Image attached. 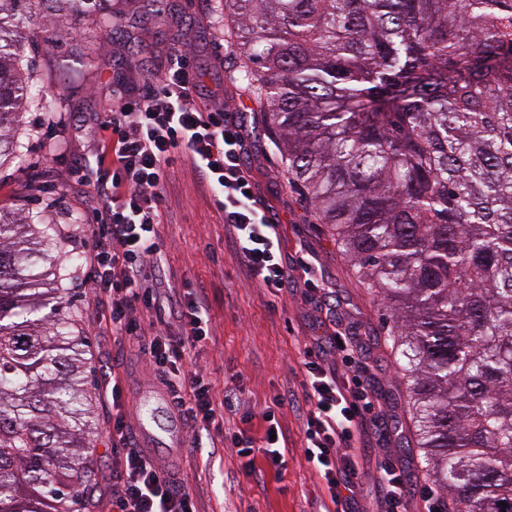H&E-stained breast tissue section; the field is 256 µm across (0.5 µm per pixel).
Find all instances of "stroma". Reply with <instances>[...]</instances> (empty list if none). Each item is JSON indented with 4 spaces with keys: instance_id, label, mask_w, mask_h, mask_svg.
Listing matches in <instances>:
<instances>
[{
    "instance_id": "obj_1",
    "label": "stroma",
    "mask_w": 512,
    "mask_h": 512,
    "mask_svg": "<svg viewBox=\"0 0 512 512\" xmlns=\"http://www.w3.org/2000/svg\"><path fill=\"white\" fill-rule=\"evenodd\" d=\"M105 10L119 18L117 33L91 31L89 20L76 14L62 23L50 22L53 37L39 41L32 76L47 97L61 99L60 111L52 117L40 102L29 101L15 127L21 156L0 166V210L37 214L54 227L52 246L67 258L54 285L64 296L62 313L84 337L93 366L95 454L92 477L81 492V512H112L114 410L103 371L113 372L122 383L133 424L139 400L161 385L146 340L113 335L102 317L104 306L87 281L93 246L89 226L97 215L73 182L76 165L89 154L93 140L76 123L111 111L113 82L140 86L178 43L204 66L208 85L223 88L230 111L248 115L252 137L246 163L282 226V257L291 276L288 291L277 295L251 279L228 245L224 217L211 193L185 160L172 164L161 204L164 277L171 287L201 286L206 291L212 335L198 347L193 365L216 395L236 390L240 409L225 414V426L261 441V411L287 392L301 393L302 350L321 335L325 318L307 289L304 267L309 264L342 302L336 314L340 329H353L368 340L365 361L386 413L398 424L389 450L401 459L412 488L427 484L423 458L414 446L405 384L387 336L385 308L365 288L307 200L289 185L263 116L255 112L231 65L222 0H159L153 11L146 10L145 0H107ZM87 53L95 58V68L85 67ZM68 182L73 185L70 194L60 196V186ZM276 418L286 438L283 463L274 467L256 457L265 471L259 481L244 475L242 458L227 447L219 430H204L189 420L182 447H152L148 453L162 469H174L194 493L199 512H324L330 500L322 477L305 459L301 410L286 403Z\"/></svg>"
}]
</instances>
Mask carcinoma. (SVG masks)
<instances>
[{
    "label": "carcinoma",
    "instance_id": "cac0c4a2",
    "mask_svg": "<svg viewBox=\"0 0 512 512\" xmlns=\"http://www.w3.org/2000/svg\"><path fill=\"white\" fill-rule=\"evenodd\" d=\"M78 2L0 0V160L28 29ZM224 27L288 182L391 314L434 489L512 512V0H224ZM53 233L0 211V512H73L92 476Z\"/></svg>",
    "mask_w": 512,
    "mask_h": 512
}]
</instances>
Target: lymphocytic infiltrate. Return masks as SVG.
<instances>
[{"label":"lymphocytic infiltrate","mask_w":512,"mask_h":512,"mask_svg":"<svg viewBox=\"0 0 512 512\" xmlns=\"http://www.w3.org/2000/svg\"><path fill=\"white\" fill-rule=\"evenodd\" d=\"M94 129V152L78 169L101 219L94 232L91 286L106 298L113 335L144 336L134 316L139 306L158 319L179 322V334L153 337L150 359L181 414L205 428L223 422L229 400L215 401L210 385L189 368L210 333L206 293L194 288L174 296L164 285L161 201L168 167L188 157L211 190L235 255L251 278L274 294L287 288L282 226L244 164L247 125L225 108L220 92L207 87L188 51L179 47L144 89L113 82L112 109L99 115ZM328 340L333 361L303 351L306 459L325 480L332 503L353 500L357 478L366 473L377 489L376 512H410L401 468L390 455L375 461L365 453L379 420L378 396L355 362V339L333 332ZM129 427L124 414L112 423L124 445L112 462V480L120 485L114 512H197L177 475L159 471L130 445Z\"/></svg>","instance_id":"lymphocytic-infiltrate-1"}]
</instances>
